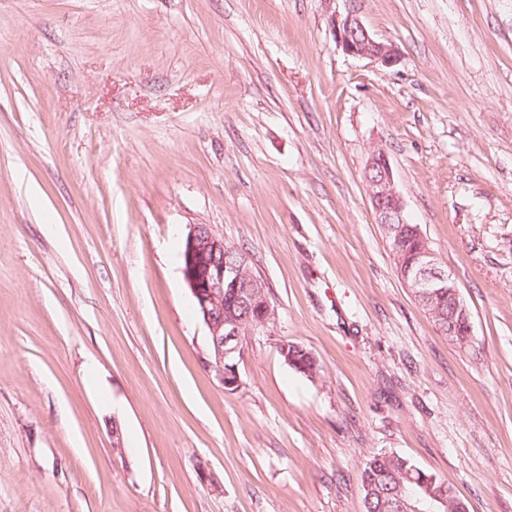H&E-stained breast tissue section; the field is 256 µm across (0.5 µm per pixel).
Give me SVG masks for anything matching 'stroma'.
Returning a JSON list of instances; mask_svg holds the SVG:
<instances>
[{
	"label": "stroma",
	"mask_w": 512,
	"mask_h": 512,
	"mask_svg": "<svg viewBox=\"0 0 512 512\" xmlns=\"http://www.w3.org/2000/svg\"><path fill=\"white\" fill-rule=\"evenodd\" d=\"M350 10L395 66L337 45ZM377 145L468 347L395 272ZM191 224L276 310L230 393ZM381 450L512 512V0H0V512H365ZM300 347L301 349L296 348L294 350L295 360L300 363V366H297L296 364H291L288 366L306 379L315 381L320 376L321 365L319 361L310 355L309 351H307L302 346Z\"/></svg>",
	"instance_id": "1"
}]
</instances>
